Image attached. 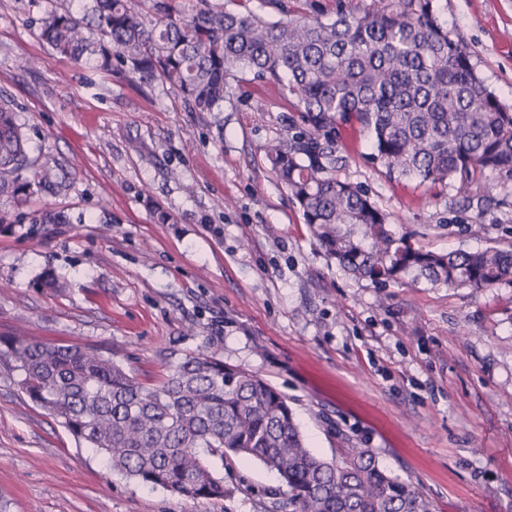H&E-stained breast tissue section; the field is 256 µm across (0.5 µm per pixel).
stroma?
<instances>
[{
  "label": "stroma",
  "instance_id": "stroma-1",
  "mask_svg": "<svg viewBox=\"0 0 512 512\" xmlns=\"http://www.w3.org/2000/svg\"><path fill=\"white\" fill-rule=\"evenodd\" d=\"M59 0H0V98L67 187L0 210L65 224L0 223V338L94 344L142 383L200 347L288 398L325 459L356 444L418 486L435 512H512V284L484 291L349 278L311 236L266 150L296 114L242 73L220 112L186 111L169 85L90 70L39 36ZM480 75L512 108V0H435ZM357 183L424 250L512 249V176L488 199L390 179L355 121L339 127ZM65 282L40 288L45 274ZM0 360V512H288L276 475L225 462L223 500L113 474Z\"/></svg>",
  "mask_w": 512,
  "mask_h": 512
}]
</instances>
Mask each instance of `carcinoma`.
Instances as JSON below:
<instances>
[{
  "label": "carcinoma",
  "instance_id": "carcinoma-1",
  "mask_svg": "<svg viewBox=\"0 0 512 512\" xmlns=\"http://www.w3.org/2000/svg\"><path fill=\"white\" fill-rule=\"evenodd\" d=\"M40 22L57 53L91 69L159 81L190 112H221L224 89L248 70L294 99L300 123L266 159L302 209L327 257L378 288L425 281L480 290L512 283V249L426 251L391 228L367 191L339 179L346 165L339 122L355 119L388 175L441 184L464 198L487 175L512 174V110L489 88L463 38L434 0H374L336 18L234 13L223 0H81ZM62 165L29 144L16 110L0 100V196L27 198L66 187ZM62 224V213L7 212L0 223ZM6 357L30 400L60 420L112 472L179 496L231 497L214 463L258 461L286 488L289 512H434L412 483L387 474L370 448L327 461L308 448L288 400L259 375L206 349L169 363L161 381L140 383L97 348L21 334Z\"/></svg>",
  "mask_w": 512,
  "mask_h": 512
}]
</instances>
